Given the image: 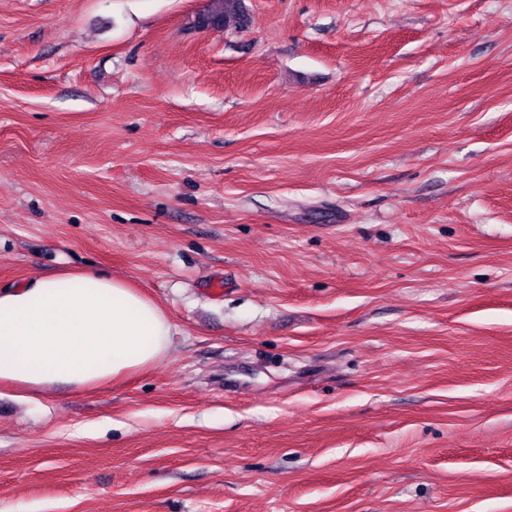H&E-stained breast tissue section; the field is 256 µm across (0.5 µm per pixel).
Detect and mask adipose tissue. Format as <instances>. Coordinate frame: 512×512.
Instances as JSON below:
<instances>
[{
    "label": "adipose tissue",
    "instance_id": "adipose-tissue-1",
    "mask_svg": "<svg viewBox=\"0 0 512 512\" xmlns=\"http://www.w3.org/2000/svg\"><path fill=\"white\" fill-rule=\"evenodd\" d=\"M174 330L151 298L90 270L2 288L0 385L26 399L100 388L161 359Z\"/></svg>",
    "mask_w": 512,
    "mask_h": 512
}]
</instances>
